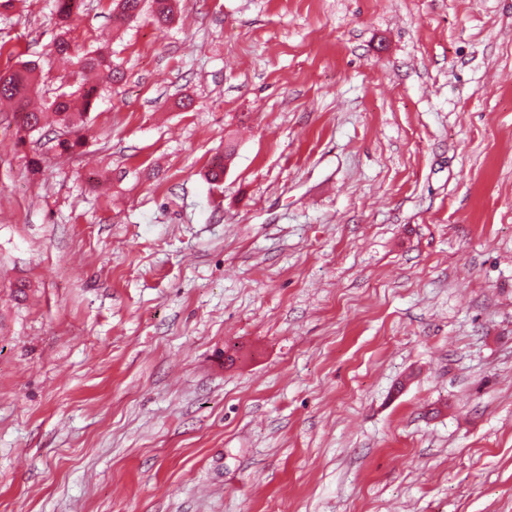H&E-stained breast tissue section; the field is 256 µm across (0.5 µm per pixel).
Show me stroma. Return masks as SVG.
Masks as SVG:
<instances>
[{"instance_id":"stroma-1","label":"stroma","mask_w":512,"mask_h":512,"mask_svg":"<svg viewBox=\"0 0 512 512\" xmlns=\"http://www.w3.org/2000/svg\"><path fill=\"white\" fill-rule=\"evenodd\" d=\"M111 16L79 154L0 105V512H512V0Z\"/></svg>"}]
</instances>
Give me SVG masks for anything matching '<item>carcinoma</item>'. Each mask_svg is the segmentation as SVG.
Instances as JSON below:
<instances>
[{
    "instance_id": "1",
    "label": "carcinoma",
    "mask_w": 512,
    "mask_h": 512,
    "mask_svg": "<svg viewBox=\"0 0 512 512\" xmlns=\"http://www.w3.org/2000/svg\"><path fill=\"white\" fill-rule=\"evenodd\" d=\"M82 6L83 0H56V12L61 29L53 42L51 54L65 58L72 57L68 22L72 15L81 10ZM150 8L153 18L160 25L169 24L175 19L176 0H151ZM142 9L143 0H115L113 17L119 22H125L137 17ZM73 65L76 67L77 77L72 80L67 89L57 93L49 103V109L54 114V123L48 128L45 127L44 113L30 107L31 94L38 88L41 81L39 63L34 60L24 61L12 70L0 72V100L12 105L21 133L29 135L49 129L56 134L60 129H69L70 138L55 139V147L61 155H73L82 146L80 131L97 99L98 85L86 81L82 78V74L95 72L110 83L118 82L123 78L120 66L101 49L77 56Z\"/></svg>"
}]
</instances>
